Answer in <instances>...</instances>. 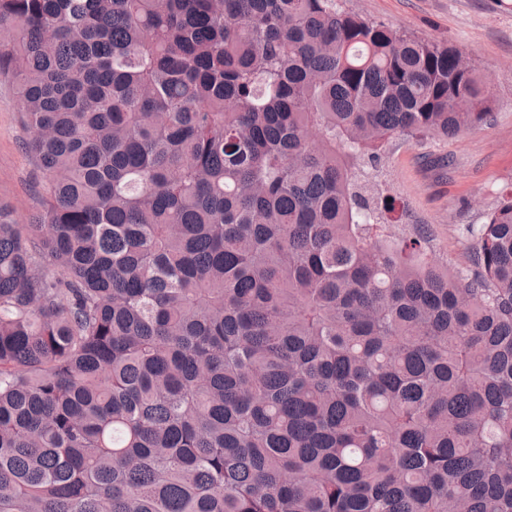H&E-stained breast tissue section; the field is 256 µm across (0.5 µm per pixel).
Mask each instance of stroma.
Returning <instances> with one entry per match:
<instances>
[{
	"label": "stroma",
	"mask_w": 512,
	"mask_h": 512,
	"mask_svg": "<svg viewBox=\"0 0 512 512\" xmlns=\"http://www.w3.org/2000/svg\"><path fill=\"white\" fill-rule=\"evenodd\" d=\"M353 13L420 38L464 49L491 89L487 125L449 139L396 138L373 181L393 198L387 222L398 236L427 225L429 252L438 262L472 271L475 241L464 227L484 223L498 189L512 183V0H344ZM11 83L0 79V204L27 223L45 192Z\"/></svg>",
	"instance_id": "stroma-1"
}]
</instances>
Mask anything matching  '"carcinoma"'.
Segmentation results:
<instances>
[{
  "label": "carcinoma",
  "mask_w": 512,
  "mask_h": 512,
  "mask_svg": "<svg viewBox=\"0 0 512 512\" xmlns=\"http://www.w3.org/2000/svg\"><path fill=\"white\" fill-rule=\"evenodd\" d=\"M0 512H512V187L474 272L366 167L487 122L342 0H0ZM31 138L12 84L0 78V204L10 207L17 224H28L45 192L41 171L28 149Z\"/></svg>",
  "instance_id": "obj_1"
}]
</instances>
